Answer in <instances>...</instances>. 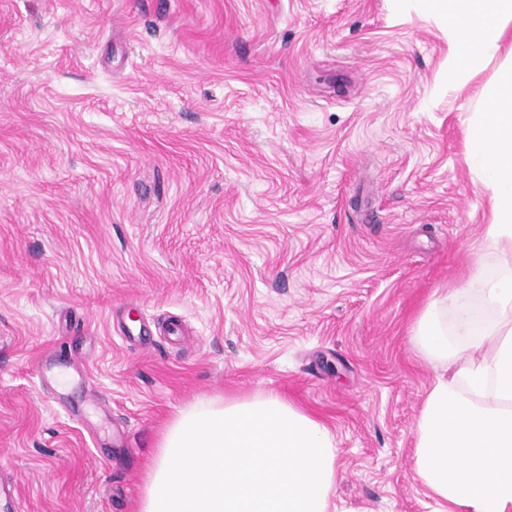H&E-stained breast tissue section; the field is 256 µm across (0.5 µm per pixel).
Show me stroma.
I'll list each match as a JSON object with an SVG mask.
<instances>
[{
  "label": "stroma",
  "instance_id": "obj_1",
  "mask_svg": "<svg viewBox=\"0 0 512 512\" xmlns=\"http://www.w3.org/2000/svg\"><path fill=\"white\" fill-rule=\"evenodd\" d=\"M448 52L424 0H0L21 512H138L179 410L269 392L331 431L336 512H434L412 332L497 270L467 126L505 60L452 90Z\"/></svg>",
  "mask_w": 512,
  "mask_h": 512
}]
</instances>
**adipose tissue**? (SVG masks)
I'll list each match as a JSON object with an SVG mask.
<instances>
[{
	"instance_id": "adipose-tissue-1",
	"label": "adipose tissue",
	"mask_w": 512,
	"mask_h": 512,
	"mask_svg": "<svg viewBox=\"0 0 512 512\" xmlns=\"http://www.w3.org/2000/svg\"><path fill=\"white\" fill-rule=\"evenodd\" d=\"M448 31V70L469 78L506 52L471 159L491 191L488 249L496 277L475 273L432 299L414 339L438 376L416 422L414 469L447 512H512V0H425ZM336 448L329 429L278 393L197 400L163 432L139 512H331Z\"/></svg>"
}]
</instances>
